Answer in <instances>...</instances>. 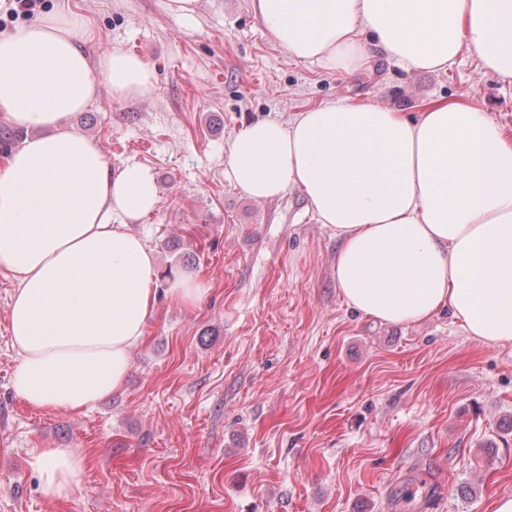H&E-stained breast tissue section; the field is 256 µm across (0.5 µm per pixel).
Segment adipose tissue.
<instances>
[{"label":"adipose tissue","mask_w":512,"mask_h":512,"mask_svg":"<svg viewBox=\"0 0 512 512\" xmlns=\"http://www.w3.org/2000/svg\"><path fill=\"white\" fill-rule=\"evenodd\" d=\"M293 58L356 70L368 47L406 71L469 51L512 81V0H250ZM67 6L0 35V117L24 134L0 168V268L16 287L9 340L15 395L80 412L122 389L155 301V255L130 222L152 212L149 169L112 172L69 118L109 87L146 96L155 73L115 48L90 62ZM225 173L256 200L301 190L339 242L336 282L357 313L415 323L446 309L469 334L512 348V138L482 109L440 103L411 120L332 101L288 123L241 129ZM26 465L69 499L86 459L35 448Z\"/></svg>","instance_id":"1"}]
</instances>
